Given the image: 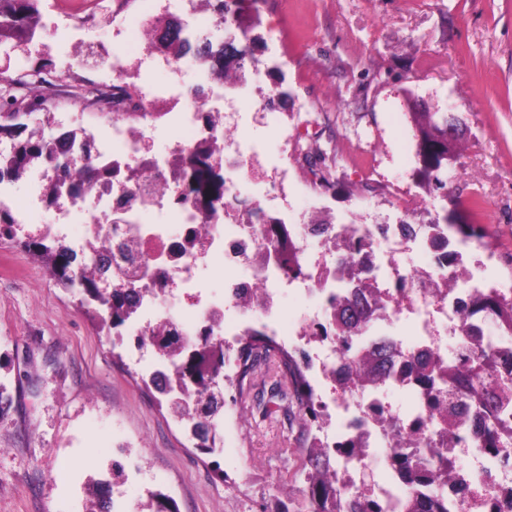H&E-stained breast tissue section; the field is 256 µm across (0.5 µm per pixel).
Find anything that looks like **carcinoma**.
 Here are the masks:
<instances>
[{
	"mask_svg": "<svg viewBox=\"0 0 512 512\" xmlns=\"http://www.w3.org/2000/svg\"><path fill=\"white\" fill-rule=\"evenodd\" d=\"M207 9L224 27L236 31L237 36L220 44L205 42L197 50L195 60L208 65L212 76L223 80L233 74H242L246 66L256 61L255 38L251 36L254 26L255 0H203ZM45 0H0V52L7 51L18 44L29 45L33 42L35 31L42 26ZM155 37L153 48L171 58L175 62L185 59L191 52L194 39L184 33V25L175 17L162 15L153 25ZM27 88L24 75H14L0 70V109L9 110L8 123H0V137L15 141L16 153L8 173L13 178H20L27 168L34 163L46 166L56 161L62 162L61 151L65 147V137L47 140L42 134L34 131L26 132V128L13 122L17 113L13 109L25 106L36 108V104H22V93ZM411 122L415 139V157L418 173L422 178L423 187L432 191H442V198L448 199L447 183L448 168L458 156L459 144L463 139V129L458 117L452 112H413ZM455 129V134L448 135V127ZM182 163L187 178L183 181V195L192 193L201 195L199 209L207 216H218L215 202L223 194L221 185L211 181L212 168L208 156L190 153L183 157ZM62 172L75 183L76 190L95 180L100 171L92 159L81 168L70 171L62 168ZM478 206L473 200L466 204L462 201L453 202V210L444 215V224L448 233L463 243L483 244L487 237L485 229L467 219V213ZM277 243L283 256L284 268L287 272L300 273L298 258L293 243L288 239L287 231L280 228ZM48 237L36 234L24 242V247L32 255L45 260L59 282L66 286H79L83 293L99 302L104 317L102 321L116 328L125 323L134 304L132 295L116 297L104 290V280L96 271L86 264H74L75 254L69 246L59 238L52 244H46ZM477 304L487 309L503 321L512 324V297L494 295L479 299ZM334 310L340 313L336 321L338 335L349 338L357 335L359 325L355 318L361 315L357 304L346 299L336 300ZM153 345L170 360L167 373H160L150 379V384L161 395L166 396L170 388H178L183 393L195 395L189 404H176L172 411L181 418L194 422L193 429L198 430L203 424L197 421L200 402H206L207 416L215 418L224 408V393L214 390L211 373L224 370V340L215 337L209 328L203 329L201 336L196 338L197 353L192 360L183 356L182 339L172 330L165 333L153 331ZM271 342V339L260 331L249 334L248 339L241 343L239 360L243 372L252 369L249 364L255 350ZM276 372L288 377L293 395L298 406V420L303 428H311L318 419L315 410V395L297 363L288 353L277 350L272 360ZM384 378L382 366L374 364L369 371H357L351 380L353 386L376 384ZM311 468L305 471L307 483L308 512H386V506L364 495H353L346 501L336 497V461L317 444L309 450ZM392 465L400 473L409 493L405 502V512H448L446 504L438 499L422 495V488L430 484L448 482V473L431 468L427 459L396 455Z\"/></svg>",
	"mask_w": 512,
	"mask_h": 512,
	"instance_id": "1",
	"label": "carcinoma"
}]
</instances>
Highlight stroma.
Here are the masks:
<instances>
[{"label":"stroma","instance_id":"1","mask_svg":"<svg viewBox=\"0 0 512 512\" xmlns=\"http://www.w3.org/2000/svg\"><path fill=\"white\" fill-rule=\"evenodd\" d=\"M257 93L281 97V125L244 127L288 179L295 223L320 215L369 224H427L444 201L420 187L410 114L415 102L465 125L448 171L449 198H477L487 244L467 264L512 287V0H259ZM46 24L37 43L11 52L16 69L51 57L56 72L113 83L60 50ZM18 122L45 137L104 125L109 105L71 97ZM0 236V512H90L94 484L114 481L131 512L150 494L174 512H306L301 464L315 429L298 424L289 383L264 362L224 391L236 458L196 446L189 423L144 385L128 348L102 330L80 289L57 284L23 246ZM122 444L124 478L112 477Z\"/></svg>","mask_w":512,"mask_h":512}]
</instances>
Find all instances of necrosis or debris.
<instances>
[{
    "instance_id": "4bbe7bcc",
    "label": "necrosis or debris",
    "mask_w": 512,
    "mask_h": 512,
    "mask_svg": "<svg viewBox=\"0 0 512 512\" xmlns=\"http://www.w3.org/2000/svg\"><path fill=\"white\" fill-rule=\"evenodd\" d=\"M155 70L172 69L165 83L143 82L133 120L115 103L116 120L101 133L72 129L65 158L71 166L93 155L104 179L82 196L69 195L67 182L50 183L46 167L29 172V196L18 204L6 169L14 154L0 140V212L12 223L33 224L44 207L55 209L60 226L86 225L74 248L107 259L104 276L113 288H136L141 297L129 322L130 335L149 340L151 330H176L194 339L206 328L234 340L251 332L242 310L256 307L266 320L263 330L276 336L302 361L318 392L321 420L318 446L336 459V492H361L402 512L406 487L394 469V455L428 457L448 470V484L424 493L464 503V512H512V400L488 407L482 399H464L462 388L440 379L447 366L481 368L484 385L512 384V326L475 313L477 294H492L494 282L465 280L457 265L465 245L449 237L443 224H292L288 232L298 247L301 275L287 274L280 251L262 244L260 227L283 221L277 201L288 198L261 164L264 145L239 135L247 117L226 111L225 89L245 92L237 76L215 80L193 59L173 65L158 59ZM176 128L183 139L150 147L151 124ZM212 149L210 162L223 181L219 216L203 223L194 197L179 198V156ZM361 237L360 255L343 252L327 258L324 240L338 243ZM419 255L416 263L408 254ZM362 263L371 287L353 275ZM225 274L215 288L208 269ZM307 297L312 314L285 318L288 296ZM359 297L368 317L367 332L343 342L336 333L332 298ZM408 325L411 336L397 334ZM385 351L386 376L373 387L347 386L350 361ZM419 359L435 377L434 387L448 393L457 414L440 422L427 400V389L403 371L408 357ZM494 436L498 447L486 444Z\"/></svg>"
}]
</instances>
